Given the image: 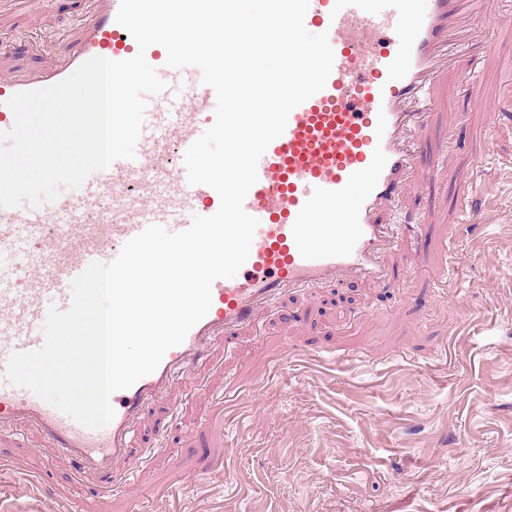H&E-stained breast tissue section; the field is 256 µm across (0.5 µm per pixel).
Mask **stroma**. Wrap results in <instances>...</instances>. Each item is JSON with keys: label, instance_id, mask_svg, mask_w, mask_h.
<instances>
[{"label": "stroma", "instance_id": "stroma-1", "mask_svg": "<svg viewBox=\"0 0 512 512\" xmlns=\"http://www.w3.org/2000/svg\"><path fill=\"white\" fill-rule=\"evenodd\" d=\"M25 10L40 30L0 28V46L51 45L91 6ZM437 94L400 203L424 228L386 255L387 281L288 294L217 348L142 420L137 446L163 426L168 450L103 512H512V0H492ZM42 446L21 429L0 456L76 510L97 499Z\"/></svg>", "mask_w": 512, "mask_h": 512}]
</instances>
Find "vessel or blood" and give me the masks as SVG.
<instances>
[{
	"instance_id": "1",
	"label": "vessel or blood",
	"mask_w": 512,
	"mask_h": 512,
	"mask_svg": "<svg viewBox=\"0 0 512 512\" xmlns=\"http://www.w3.org/2000/svg\"><path fill=\"white\" fill-rule=\"evenodd\" d=\"M120 0H95L89 24L60 39L49 61L25 73L0 65V131L14 116L15 93L53 85L86 60H127L138 52L116 15ZM489 0H310L306 27L327 32L334 53L326 86L294 108L258 163L244 209L259 221L237 277L216 280L208 313L169 349L158 368L115 392L113 420L91 430L31 391L5 381L9 355L39 348L49 305L68 309L70 283L94 261L114 260L147 226L177 232L193 216H210L218 193L192 185L171 168L215 121L216 95L187 80L179 111L149 112L134 159H119L78 190L38 208H0V436L21 427L37 433L49 463L71 465L101 479L143 468L154 450H136L133 433L146 409L166 396L178 376L207 361L217 346L256 325L280 296L342 277L386 278L384 254L394 227L381 213L402 193L420 146L413 133L435 102L436 78L448 63V40L459 20L480 27ZM38 493L43 512H69L41 474L17 480Z\"/></svg>"
}]
</instances>
